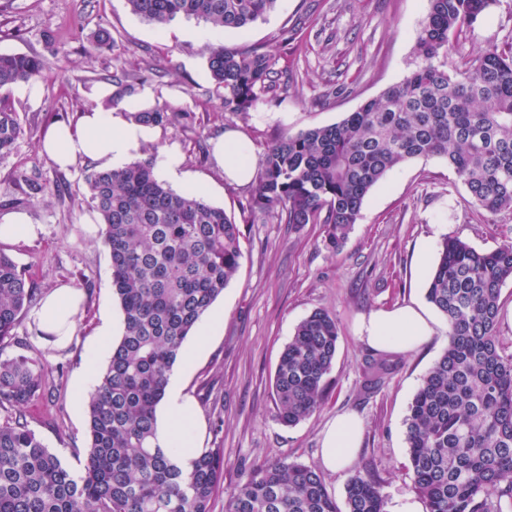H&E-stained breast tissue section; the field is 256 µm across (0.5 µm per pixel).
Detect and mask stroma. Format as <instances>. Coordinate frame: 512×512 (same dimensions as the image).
Returning a JSON list of instances; mask_svg holds the SVG:
<instances>
[{
  "label": "stroma",
  "mask_w": 512,
  "mask_h": 512,
  "mask_svg": "<svg viewBox=\"0 0 512 512\" xmlns=\"http://www.w3.org/2000/svg\"><path fill=\"white\" fill-rule=\"evenodd\" d=\"M427 11L428 0H279L249 27L219 30L207 41L187 36L205 30L204 22L181 18L160 29L132 14L127 0H0V53L37 55L47 63L37 100L21 96L15 85L0 90L25 126L11 153L0 155V215L22 211L40 227L37 239L5 251L39 294L69 283L86 295L69 343L45 340L30 309L17 328L18 343L0 347L5 358L41 356L50 378L61 381L49 403L31 409V427L49 450L73 468L84 458L86 401L93 388L86 365L94 355L98 367L106 366L110 353L97 351L95 333L103 322L121 320L122 312L112 293L101 227L86 221L91 210L85 176L91 166L60 170L40 143L55 121L76 118L90 106L86 92L96 78L125 70L136 75L137 87L153 88L160 103L188 113L185 123L161 126L157 145L179 147L184 170L206 186L207 200L224 208L241 231V266L212 305L223 311L224 321L192 368L178 363L173 369L196 402L201 447L224 453V476L211 512H226L233 489L265 463L285 457L319 466L323 432L342 411L360 417L362 445L350 470L322 473L337 504H344L354 470L381 481L387 506L415 497L404 419L447 333L393 355L394 369L367 392L359 366L369 348L356 339L357 324L371 311L424 299L428 277L417 271L422 242L436 249L451 236L493 249L512 237V211L493 216L468 204L465 186L444 159L415 158L370 191L358 224L336 252L324 243V225L291 229L251 211L250 186L228 184L212 164L210 146L236 130L258 158L282 132L339 122L415 69L413 48ZM303 20L308 23L303 51L287 49L282 32ZM101 27L111 32L112 49H93L91 34ZM509 42L512 0H497L449 53L448 63L458 65L462 57ZM211 43L263 46L275 54L278 68L298 79L278 98L261 95L247 116L224 111L207 68ZM320 309L338 325L331 391L316 412L286 426L272 396L276 366L297 325Z\"/></svg>",
  "instance_id": "35a3bbf8"
}]
</instances>
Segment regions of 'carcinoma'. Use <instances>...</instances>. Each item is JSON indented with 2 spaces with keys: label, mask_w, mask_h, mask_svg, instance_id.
<instances>
[{
  "label": "carcinoma",
  "mask_w": 512,
  "mask_h": 512,
  "mask_svg": "<svg viewBox=\"0 0 512 512\" xmlns=\"http://www.w3.org/2000/svg\"><path fill=\"white\" fill-rule=\"evenodd\" d=\"M278 0H127L162 29L195 18L240 30ZM417 35L416 68L340 122L279 135L258 162L251 209L283 224H323L326 247L340 250L364 199L384 176L418 157H440L464 184L468 203L491 215L512 210V43L491 45L453 70L448 51L496 0H428ZM221 106L246 116L262 91L288 86L273 55L259 48L207 47ZM36 55L0 53V89L42 78ZM187 116L157 105L133 118L165 125ZM25 130L0 99V155ZM88 206L103 224L112 288L123 332L87 402L88 449L75 471L30 427L28 408L56 385L42 358L0 357V512H210L224 473L219 448L184 467L159 444L157 409L180 349L236 275L243 251L238 225L196 192L160 181L153 160L85 176ZM512 281V240L478 250L445 237L426 299L446 319L447 344L422 379L405 419L410 478L426 512H497L512 500V356L502 354L501 289ZM38 300L25 272L0 250V344ZM338 326L326 310L301 321L272 382L281 423L291 426L323 403L336 357ZM384 358L365 360V386L390 374ZM380 482L354 473L345 509L318 470L276 459L234 489L229 512H386Z\"/></svg>",
  "instance_id": "carcinoma-1"
}]
</instances>
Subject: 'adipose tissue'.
Returning a JSON list of instances; mask_svg holds the SVG:
<instances>
[{
	"instance_id": "1",
	"label": "adipose tissue",
	"mask_w": 512,
	"mask_h": 512,
	"mask_svg": "<svg viewBox=\"0 0 512 512\" xmlns=\"http://www.w3.org/2000/svg\"><path fill=\"white\" fill-rule=\"evenodd\" d=\"M90 96L93 107L82 112L73 123L52 125L41 141V150L62 169L93 162L102 169L117 168L138 156L143 148L159 138L157 127L138 124L131 115L156 103L152 89L143 88L123 95L111 86L94 87ZM215 167L226 180L247 184L253 179L255 160L248 141L230 131L212 147ZM83 293L70 285L48 292L35 317L45 332L69 340L76 329ZM438 324L428 309L418 301L378 310L361 320L359 339L383 353H407L428 343L437 333ZM166 424L159 429V440L181 465L187 464L196 448L195 411L192 399L178 381H170L163 399ZM361 422L356 414L336 416L323 435L321 463L325 469L348 468L355 457L361 436Z\"/></svg>"
}]
</instances>
